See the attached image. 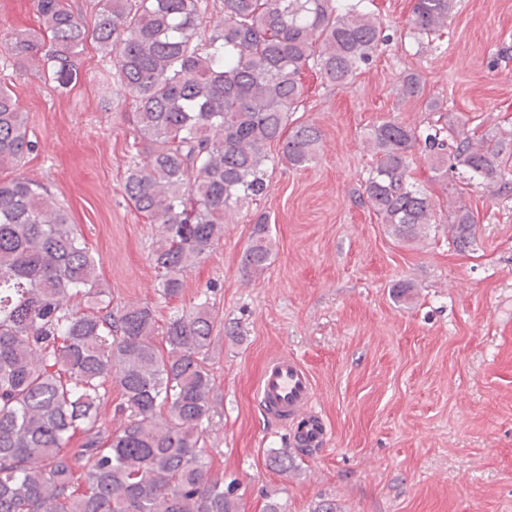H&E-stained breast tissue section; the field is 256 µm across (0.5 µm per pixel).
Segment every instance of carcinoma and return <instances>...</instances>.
<instances>
[{
	"label": "carcinoma",
	"instance_id": "cac0c4a2",
	"mask_svg": "<svg viewBox=\"0 0 512 512\" xmlns=\"http://www.w3.org/2000/svg\"><path fill=\"white\" fill-rule=\"evenodd\" d=\"M223 2L203 35L208 0H98L91 27L70 0H31L40 32L18 29L0 44L18 69L33 66L62 91L75 85L88 39L114 56L139 157L124 191L162 226L152 261L165 300L182 295L186 273L224 238L226 215L266 191L269 168L317 158L320 129H288L303 68L345 84L390 39L374 0ZM455 5L413 0L412 38L441 40ZM422 90L420 74L402 77L403 99ZM427 107L422 127L386 119L369 133L364 193L405 244L436 223L431 199L409 180L417 148L439 177L460 167L498 195L512 191V126L481 130L448 120L438 100ZM34 149L27 113L0 86V170L15 172L0 179V512H239L233 484L212 476L204 448L213 304L201 297L162 330L147 303L112 306L68 212L18 172ZM476 226L466 205L448 210L457 251L469 250ZM272 256L260 215L243 276L260 275ZM114 382L124 422L112 430L101 408Z\"/></svg>",
	"mask_w": 512,
	"mask_h": 512
}]
</instances>
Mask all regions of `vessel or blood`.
<instances>
[{"label":"vessel or blood","mask_w":512,"mask_h":512,"mask_svg":"<svg viewBox=\"0 0 512 512\" xmlns=\"http://www.w3.org/2000/svg\"><path fill=\"white\" fill-rule=\"evenodd\" d=\"M258 401L290 429L297 446L316 450L328 441L327 426L314 410V388L308 369L285 354L266 361L256 386Z\"/></svg>","instance_id":"b4317fda"}]
</instances>
